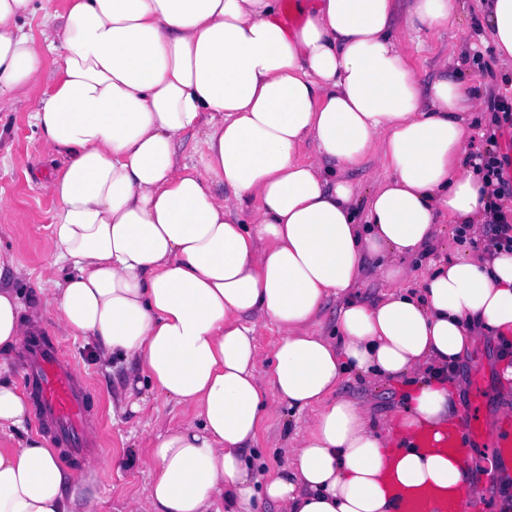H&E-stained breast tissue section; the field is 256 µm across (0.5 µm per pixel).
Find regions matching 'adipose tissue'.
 Here are the masks:
<instances>
[{
  "mask_svg": "<svg viewBox=\"0 0 512 512\" xmlns=\"http://www.w3.org/2000/svg\"><path fill=\"white\" fill-rule=\"evenodd\" d=\"M487 3L494 55L512 62V0ZM31 4L0 0V112L51 78L31 107L61 158L40 185L56 204L44 301L99 358L137 360L151 390L193 411L156 435L130 512H396L397 488L455 493L466 451L415 442L458 414L435 368L484 332L512 335V253H452L422 296L400 286L439 216L483 223L491 198L466 165L477 97L445 78L420 91L401 50V32L447 26L454 0H408L401 16L395 0H296L292 30L280 0H70L43 47L22 24ZM373 157L387 174L362 204L341 171ZM366 253L392 286L371 304L348 297ZM332 295L345 303L326 336L313 323ZM264 322L281 333L265 374ZM37 328L0 283V357ZM351 371L419 381L380 423L338 395ZM270 390L308 420L290 465L262 472L244 452ZM28 418L0 377L13 441L0 512H72L69 475Z\"/></svg>",
  "mask_w": 512,
  "mask_h": 512,
  "instance_id": "ef3b65f1",
  "label": "adipose tissue"
}]
</instances>
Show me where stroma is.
<instances>
[{"label":"stroma","mask_w":512,"mask_h":512,"mask_svg":"<svg viewBox=\"0 0 512 512\" xmlns=\"http://www.w3.org/2000/svg\"><path fill=\"white\" fill-rule=\"evenodd\" d=\"M482 12L477 0H455V17L448 26L421 36L407 35L402 49L420 87L446 77L475 91L481 105L467 113L468 138L477 153H486L487 137L496 133L501 152L512 155V126H497L490 104L494 98H512V67L495 59L491 46L482 38ZM51 91L44 82L31 88L9 112H0V204L5 218L0 219V246L11 249L18 267L12 285L23 304H32L50 285L43 276L47 261L46 244L54 214L53 200L37 186L39 175L51 167L57 154L31 119L32 101ZM73 358L82 381L88 384L96 406L86 423V437L94 443L90 455L96 466L84 473H73L67 489L74 499V512L88 500H97L100 512H128L132 500L144 497L149 471L143 462L157 431L176 426L192 416L190 408L166 400L148 387H136L135 365L115 366L96 362L81 339L69 336L60 326L58 313L47 307L39 320ZM500 337L485 334L458 363L453 379L460 393V408L468 410L473 399H480L484 433L469 445L473 463L467 483L472 499L483 512H504L499 487L488 473L485 461L493 445L494 433L502 420L499 397L498 356ZM414 382L375 376H345L338 387L341 395L366 400L375 419L385 420L408 406ZM143 398L142 412H113V403L125 400L129 393ZM269 409L255 441L249 449L254 466L260 470L285 467L291 450L305 427V416L288 407L276 396H269Z\"/></svg>","instance_id":"1"}]
</instances>
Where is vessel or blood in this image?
<instances>
[{
	"mask_svg": "<svg viewBox=\"0 0 512 512\" xmlns=\"http://www.w3.org/2000/svg\"><path fill=\"white\" fill-rule=\"evenodd\" d=\"M25 379L32 394L37 425L50 431L55 443L65 446L67 461L81 465L87 445L85 422L92 410L88 391L75 378V367L65 352L47 337L25 342ZM481 433L478 413L459 418L449 427L448 450L465 447ZM500 461L512 466V421L505 423L494 440ZM397 512H462V502L431 488H414L395 494Z\"/></svg>",
	"mask_w": 512,
	"mask_h": 512,
	"instance_id": "obj_1",
	"label": "vessel or blood"
}]
</instances>
